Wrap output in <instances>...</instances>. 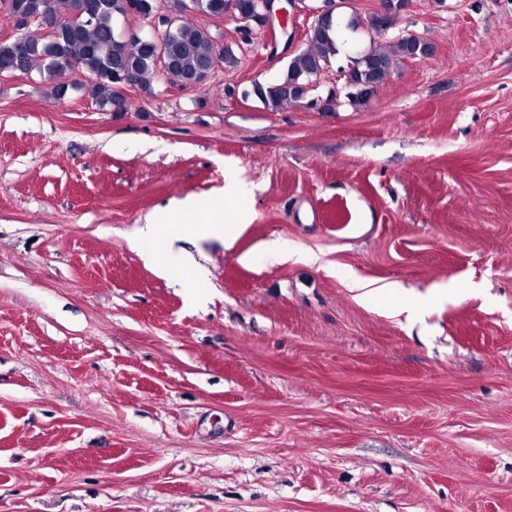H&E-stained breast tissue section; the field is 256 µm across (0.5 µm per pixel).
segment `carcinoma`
Instances as JSON below:
<instances>
[{"mask_svg": "<svg viewBox=\"0 0 512 512\" xmlns=\"http://www.w3.org/2000/svg\"><path fill=\"white\" fill-rule=\"evenodd\" d=\"M12 10L35 21L36 26L49 22L48 33H22L26 54H17L12 40L0 42V73L21 69L29 72L39 67L51 84L50 95L62 98L69 87L64 81L66 68L73 67L91 77L87 91L95 104L102 109H112L121 98L118 78H133L136 85L146 90L157 73L158 46L151 40L134 43L125 49L118 47L114 24L124 15L123 0H89L88 11H81V0H10ZM168 11L177 19L173 34L163 41L168 63L162 71L165 79L184 86L186 80L201 73L215 59L224 66L234 68L238 58L229 50L220 49L204 29L182 19L192 11L221 13L224 0H165ZM342 6L333 16H320L311 22L306 47L296 52L288 62L284 77L274 85L258 81L244 91L254 96L272 111L285 104L297 103L313 90L317 68L327 69L340 53L349 34L364 30L380 34L384 21L373 14L363 18L356 11H348L350 0H341ZM432 53L431 44L425 39L406 36H387L377 42L370 40L369 47L353 58L346 71L347 87L355 105L365 103L400 64L408 59L426 58Z\"/></svg>", "mask_w": 512, "mask_h": 512, "instance_id": "1", "label": "carcinoma"}]
</instances>
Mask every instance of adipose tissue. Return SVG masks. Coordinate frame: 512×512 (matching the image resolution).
I'll return each mask as SVG.
<instances>
[{
    "label": "adipose tissue",
    "mask_w": 512,
    "mask_h": 512,
    "mask_svg": "<svg viewBox=\"0 0 512 512\" xmlns=\"http://www.w3.org/2000/svg\"><path fill=\"white\" fill-rule=\"evenodd\" d=\"M225 193L240 202L233 215L225 220L212 211L205 201L195 198L173 201L168 208L156 213L151 222L141 227L138 235V248L143 257L153 263L159 272H166L168 262L161 253L159 242L163 239L170 242L180 239L186 231L185 221L190 217L199 220L200 231L223 238L225 244H232L249 219V211L244 204L248 191L231 181Z\"/></svg>",
    "instance_id": "ef3b65f1"
}]
</instances>
